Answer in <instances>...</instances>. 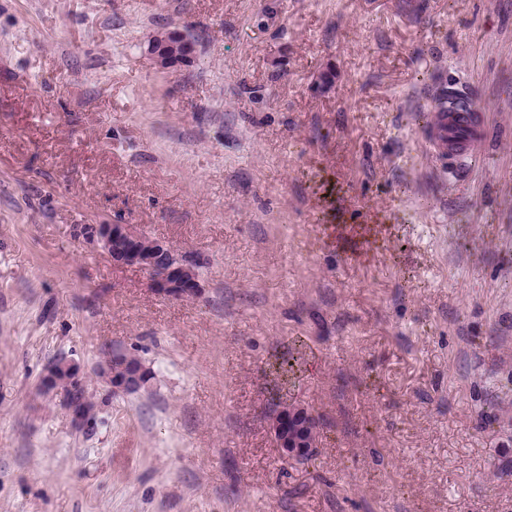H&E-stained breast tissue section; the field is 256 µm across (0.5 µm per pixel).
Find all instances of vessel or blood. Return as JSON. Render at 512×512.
Segmentation results:
<instances>
[{
    "mask_svg": "<svg viewBox=\"0 0 512 512\" xmlns=\"http://www.w3.org/2000/svg\"><path fill=\"white\" fill-rule=\"evenodd\" d=\"M434 121L423 132L429 151L440 157L457 159L473 154L487 134L482 112L451 111L443 103L434 106Z\"/></svg>",
    "mask_w": 512,
    "mask_h": 512,
    "instance_id": "vessel-or-blood-1",
    "label": "vessel or blood"
}]
</instances>
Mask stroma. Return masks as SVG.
<instances>
[{
  "mask_svg": "<svg viewBox=\"0 0 512 512\" xmlns=\"http://www.w3.org/2000/svg\"><path fill=\"white\" fill-rule=\"evenodd\" d=\"M449 85L489 130L459 166L422 143ZM62 353L84 431L38 390ZM0 512H512V0H0ZM190 41L178 31H169L157 35L151 47V54L153 55L156 65L161 68H168L177 63L185 61L191 54L192 48ZM184 45L186 53L180 54L177 52V47ZM97 243L107 251L117 267H133L149 274L154 292L164 298H192L199 293L198 278L188 277L180 257L164 241L146 239L130 224H99ZM117 354H125V352L122 350H113L112 358H115ZM125 355L130 359L128 364L135 366H130L123 372V375H115L112 372L111 363L103 364L95 371L97 376L110 386L114 394L128 395L135 393L140 391L144 384V373L146 369L144 366L137 367L143 362L135 354L126 353ZM270 428L278 448L288 459L309 457L316 447L319 421L307 408L285 404L270 417Z\"/></svg>",
  "mask_w": 512,
  "mask_h": 512,
  "instance_id": "stroma-1",
  "label": "stroma"
}]
</instances>
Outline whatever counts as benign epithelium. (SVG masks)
Listing matches in <instances>:
<instances>
[{
	"mask_svg": "<svg viewBox=\"0 0 512 512\" xmlns=\"http://www.w3.org/2000/svg\"><path fill=\"white\" fill-rule=\"evenodd\" d=\"M192 52L190 41L178 31L157 35L151 47L156 65L168 68L186 60ZM97 243L107 251L117 267H133L149 274L154 292L164 298H192L199 293L198 279L186 275V266L164 241L144 238L130 224H99L95 228ZM145 368L131 366L123 374L112 372L107 363L96 369L99 378L115 394L128 395L141 390ZM42 387L58 400L79 428L92 424L94 412L85 403L81 391L86 389L84 371L71 359L52 364L41 379ZM270 428L283 455L295 460L311 455L319 431V421L307 408L285 404L270 417Z\"/></svg>",
	"mask_w": 512,
	"mask_h": 512,
	"instance_id": "1",
	"label": "benign epithelium"
}]
</instances>
